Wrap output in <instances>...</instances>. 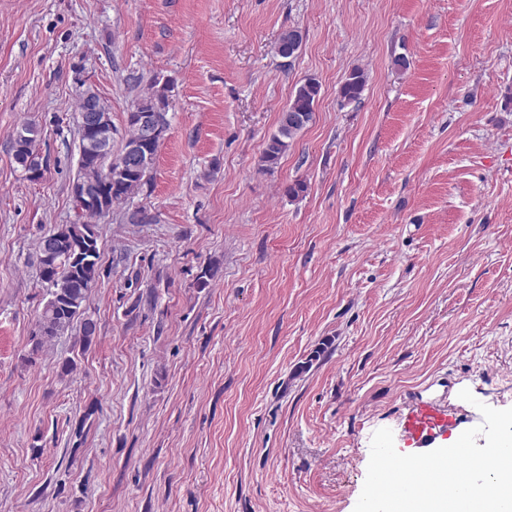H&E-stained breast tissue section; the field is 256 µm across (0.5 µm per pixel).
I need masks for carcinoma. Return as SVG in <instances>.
<instances>
[{"label": "carcinoma", "mask_w": 512, "mask_h": 512, "mask_svg": "<svg viewBox=\"0 0 512 512\" xmlns=\"http://www.w3.org/2000/svg\"><path fill=\"white\" fill-rule=\"evenodd\" d=\"M367 75L363 69L354 67L339 89L341 101L345 104L360 100L365 88ZM172 82L158 75L154 76L147 92L136 97L130 109L153 112L160 118V124L169 127L168 106ZM321 86L313 78H307L295 87L286 110L307 116V123L292 127L286 116L279 119L278 129L267 141L261 162L266 170L276 168L291 149L295 138L308 127L314 116V103ZM94 136H79L78 170L72 184L85 183L97 174V170L112 168L116 156L97 153L91 144ZM41 129L33 122H24L16 127L10 137V150L14 162L25 173L26 178L40 180L47 169L39 153ZM153 167L127 169L112 176L105 188L97 195L109 206L120 208L135 198L144 189L151 187ZM76 220L62 224L45 234L38 241L36 263L38 276L46 287L47 301L39 312L31 336L28 363L55 338L65 334L81 323L87 314L86 303L93 288L101 277L99 235L96 221L102 218L95 205L85 208L74 206Z\"/></svg>", "instance_id": "cac0c4a2"}]
</instances>
